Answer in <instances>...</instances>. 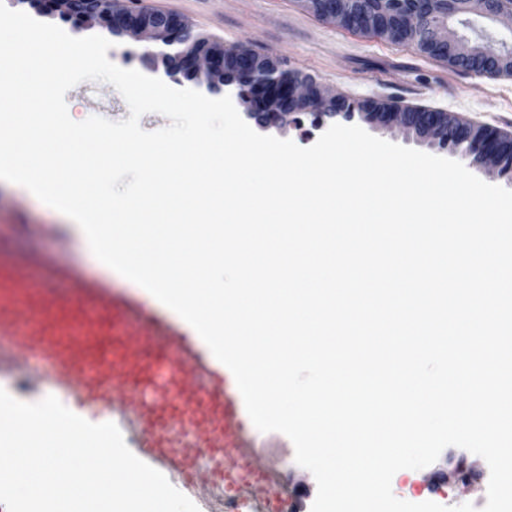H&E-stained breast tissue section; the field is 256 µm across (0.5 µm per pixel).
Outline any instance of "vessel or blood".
<instances>
[{
    "instance_id": "obj_1",
    "label": "vessel or blood",
    "mask_w": 512,
    "mask_h": 512,
    "mask_svg": "<svg viewBox=\"0 0 512 512\" xmlns=\"http://www.w3.org/2000/svg\"><path fill=\"white\" fill-rule=\"evenodd\" d=\"M41 295L16 278L0 289V348L13 361L47 367L84 400L117 409L138 426L146 463L177 475L183 489L242 465L264 475L250 487L254 499L287 498L282 478L244 438L229 369L203 360L176 328L148 331V310L115 289L89 288L57 307Z\"/></svg>"
}]
</instances>
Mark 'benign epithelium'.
Returning <instances> with one entry per match:
<instances>
[{"instance_id":"benign-epithelium-1","label":"benign epithelium","mask_w":512,"mask_h":512,"mask_svg":"<svg viewBox=\"0 0 512 512\" xmlns=\"http://www.w3.org/2000/svg\"><path fill=\"white\" fill-rule=\"evenodd\" d=\"M120 0H30L39 12L60 15L89 24H98L112 35L147 44V56L162 61L170 75L181 74L189 81L206 86L213 94L228 87L240 88L239 98L252 105L247 112L261 128L285 127L296 113H311L321 119L354 116L370 124L397 125L432 145L445 147L448 141L461 144L458 153L474 166L501 170L496 144L474 140L468 125L449 128L446 112H361L355 113L349 102L329 93L320 85L310 86L301 77L268 65L269 56L258 54L246 45L233 48L202 41L180 18L167 13L132 11L118 5ZM325 11L341 19L352 0H313ZM500 0H467L468 11L512 26V9L497 8ZM423 34L430 42L453 44L454 57L461 69L496 75L503 66L505 53L461 40L448 22L429 23Z\"/></svg>"}]
</instances>
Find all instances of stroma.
I'll return each mask as SVG.
<instances>
[{"mask_svg":"<svg viewBox=\"0 0 512 512\" xmlns=\"http://www.w3.org/2000/svg\"><path fill=\"white\" fill-rule=\"evenodd\" d=\"M133 10L174 13L210 40L227 46L244 44L276 58L281 69L311 77L333 94L357 103L386 102L397 109L420 108L445 112L474 125L512 136V74L488 76L450 66L420 52L414 45L348 32L316 18L299 0H123ZM68 113L81 121L99 115L112 121L128 119L130 112L113 85L85 81L65 95ZM20 212L21 223L12 225L0 246V265L21 268L26 276L30 254H40L62 267H73L92 283L109 284L126 298L144 302L137 284L97 260L85 247L73 224L62 214L23 190L0 183V214ZM0 381L21 401H33L46 391L72 411L80 405L72 392L46 375L15 366L0 357ZM254 447L274 449L273 463L290 480L289 490L299 500V512H311L317 494L313 475L295 462L290 439L279 432L263 433L247 425ZM465 457L480 480L463 485L439 480L448 457ZM489 467L484 459L450 446L430 466L397 478L398 496L440 493L449 504L475 502L487 492Z\"/></svg>","mask_w":512,"mask_h":512,"instance_id":"35a3bbf8","label":"stroma"}]
</instances>
